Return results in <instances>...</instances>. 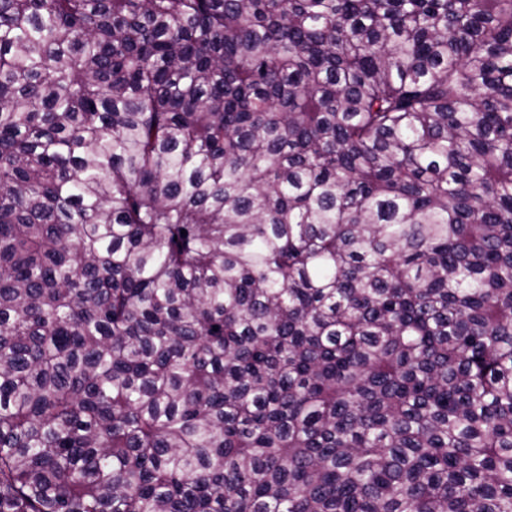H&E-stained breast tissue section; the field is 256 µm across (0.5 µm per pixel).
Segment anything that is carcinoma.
Returning <instances> with one entry per match:
<instances>
[{
  "mask_svg": "<svg viewBox=\"0 0 512 512\" xmlns=\"http://www.w3.org/2000/svg\"><path fill=\"white\" fill-rule=\"evenodd\" d=\"M0 512H512V0H0Z\"/></svg>",
  "mask_w": 512,
  "mask_h": 512,
  "instance_id": "1",
  "label": "carcinoma"
}]
</instances>
